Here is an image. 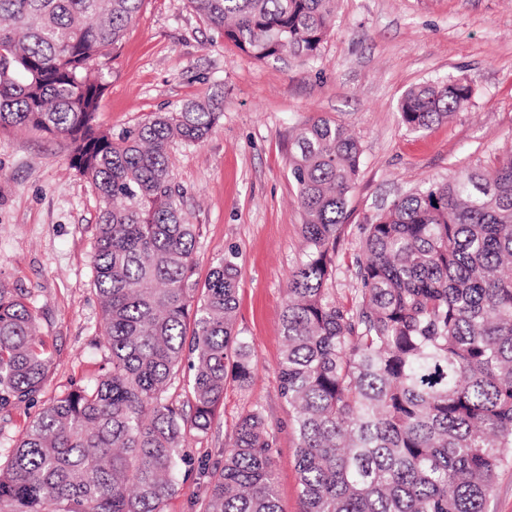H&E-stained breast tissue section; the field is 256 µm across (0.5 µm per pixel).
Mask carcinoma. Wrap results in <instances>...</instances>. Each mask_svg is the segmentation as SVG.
Here are the masks:
<instances>
[{"label": "carcinoma", "mask_w": 512, "mask_h": 512, "mask_svg": "<svg viewBox=\"0 0 512 512\" xmlns=\"http://www.w3.org/2000/svg\"><path fill=\"white\" fill-rule=\"evenodd\" d=\"M145 0H0V131L70 140L98 201L94 287L111 369L43 405L0 462V512H164L187 432L207 433L224 390L245 388L251 344L235 329L239 269L224 255L193 279L168 146L202 140L219 101L190 100L118 139L98 129L89 60L120 43ZM257 60L316 58L336 0H190ZM465 80L404 93L420 132L466 110ZM289 172L305 214L304 260L283 314L279 392L292 408L299 512H487L512 452V152L393 201L364 227L349 303L327 281L362 150L311 118ZM51 370L28 296L0 281V411L35 406ZM186 379L185 400L166 393ZM264 410L235 425L205 471L203 512H282Z\"/></svg>", "instance_id": "1"}]
</instances>
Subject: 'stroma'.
<instances>
[{"label":"stroma","mask_w":512,"mask_h":512,"mask_svg":"<svg viewBox=\"0 0 512 512\" xmlns=\"http://www.w3.org/2000/svg\"><path fill=\"white\" fill-rule=\"evenodd\" d=\"M106 89L96 122L113 136L153 114L218 94L222 114L199 143L173 142L169 158L188 223L197 228L195 276L206 281L225 252L240 267L236 329L252 344L254 377L228 386L208 433L190 432L197 460L223 462L236 422L262 406L278 455L283 512H299L292 410L278 391L282 319L303 250V211L289 178L296 128L310 117L343 123L362 164L351 221L336 241L328 286L339 300L358 286L363 227L392 200L463 167H487L512 148V0H337L316 59L258 61L208 26L189 0H145L119 48L90 64ZM460 78L468 109L413 132L398 103L411 86ZM98 202L69 163L66 141L0 132V281L22 289L51 357L41 397L92 384L107 367L97 349L93 284Z\"/></svg>","instance_id":"35a3bbf8"}]
</instances>
